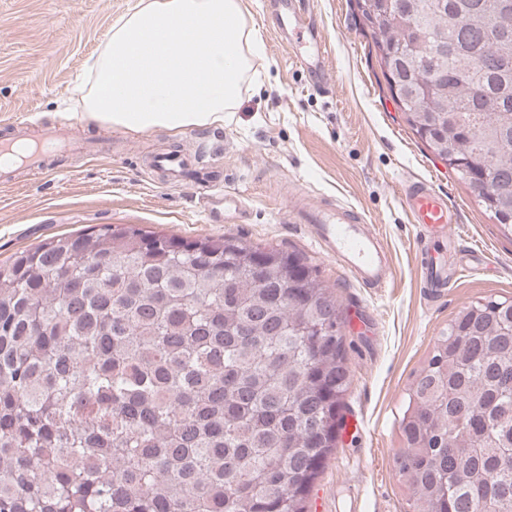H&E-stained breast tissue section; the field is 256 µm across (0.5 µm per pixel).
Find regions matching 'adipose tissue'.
Wrapping results in <instances>:
<instances>
[{
  "label": "adipose tissue",
  "mask_w": 512,
  "mask_h": 512,
  "mask_svg": "<svg viewBox=\"0 0 512 512\" xmlns=\"http://www.w3.org/2000/svg\"><path fill=\"white\" fill-rule=\"evenodd\" d=\"M260 50L242 0H138L78 82L80 115L139 131L223 125Z\"/></svg>",
  "instance_id": "1"
}]
</instances>
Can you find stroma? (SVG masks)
<instances>
[{"instance_id":"1","label":"stroma","mask_w":512,"mask_h":512,"mask_svg":"<svg viewBox=\"0 0 512 512\" xmlns=\"http://www.w3.org/2000/svg\"><path fill=\"white\" fill-rule=\"evenodd\" d=\"M135 0H0V139L28 125L70 131L84 151L60 158L56 173L0 175V262L59 235L102 224H136L184 238L231 235L296 250L335 288L351 384L341 440L316 481L309 512H411L394 457L407 389L440 332L463 307L512 296V234L484 215L471 189L412 133L394 104L350 0H313L329 50L330 87H310L295 49L279 46L268 0H242L262 42L255 85L224 124L179 131H129L77 117L76 77L114 18ZM202 147L216 180L208 200L165 182L151 167L162 151ZM425 179L462 214V249L482 252L445 297L429 298L415 263L417 230L400 202L406 181ZM356 207L383 237L393 276L366 288L325 255L306 225L293 223L285 193ZM243 208L215 219L225 194Z\"/></svg>"}]
</instances>
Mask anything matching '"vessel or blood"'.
Returning <instances> with one entry per match:
<instances>
[{"instance_id":"b4317fda","label":"vessel or blood","mask_w":512,"mask_h":512,"mask_svg":"<svg viewBox=\"0 0 512 512\" xmlns=\"http://www.w3.org/2000/svg\"><path fill=\"white\" fill-rule=\"evenodd\" d=\"M273 6L277 38L289 45H305L304 54L298 55L297 60L308 72L312 86L326 87L329 83L328 51L312 18L311 0H274ZM18 143L33 146L34 151L26 162L29 167L47 175L55 171L48 160L49 150L68 147L57 131L39 128L22 137L21 141L0 144V158L13 154ZM402 203L411 223L420 229L416 253L421 284L429 293L442 295L450 284L443 255L460 249L459 240L452 232L459 221V211L433 184L423 179L407 184ZM291 216L295 223L307 225L323 251L336 259L360 284L380 287L391 278L389 249L383 237L368 226L364 214L356 208L320 209L298 198L292 206Z\"/></svg>"}]
</instances>
